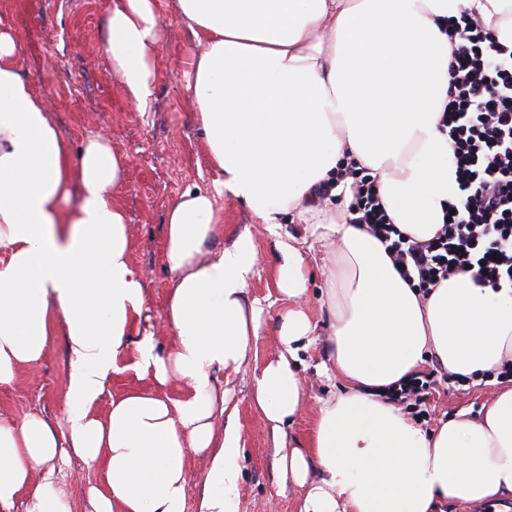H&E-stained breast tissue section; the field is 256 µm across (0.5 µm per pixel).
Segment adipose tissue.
I'll list each match as a JSON object with an SVG mask.
<instances>
[{
	"instance_id": "adipose-tissue-1",
	"label": "adipose tissue",
	"mask_w": 512,
	"mask_h": 512,
	"mask_svg": "<svg viewBox=\"0 0 512 512\" xmlns=\"http://www.w3.org/2000/svg\"><path fill=\"white\" fill-rule=\"evenodd\" d=\"M199 52L191 72L195 121L217 178L170 205L166 319L175 336L159 354L136 336L143 284L117 201L129 165L103 137L78 153L61 141L45 103L20 73L18 44L0 27V388L37 364L53 332L68 356L64 429L45 417L0 415V512H70L59 461L101 466L88 512H185L188 450H213L215 484L197 512H236L240 436L218 432L226 392L216 376L240 371L260 327L248 296L257 253L250 235L211 257L215 208L227 193L257 223L302 224L279 241L275 287L288 300L283 351L255 379L252 402L277 447L279 482L301 491L298 512H439L443 502L512 500V381L478 416L460 413L423 431L387 398L424 359L481 381L512 368V288L457 274L422 293L384 245L333 197L345 171L377 173L393 224L433 238L458 187L448 137V21L478 14L512 43V0H177ZM107 52L126 98L152 95L162 38L154 0H110ZM77 204L62 212L61 201ZM328 260L332 367L342 386L323 400L308 437L287 445L304 395L299 350L312 343L304 308L310 258ZM152 385L94 407L113 374ZM178 380L186 390L166 391Z\"/></svg>"
}]
</instances>
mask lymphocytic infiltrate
Returning <instances> with one entry per match:
<instances>
[{"label": "lymphocytic infiltrate", "instance_id": "f902f5d3", "mask_svg": "<svg viewBox=\"0 0 512 512\" xmlns=\"http://www.w3.org/2000/svg\"><path fill=\"white\" fill-rule=\"evenodd\" d=\"M442 123L456 161L460 205L434 238L415 241L391 224L370 169L351 170L347 210L386 246L397 272L419 287L466 272L475 284L512 285V46L458 20Z\"/></svg>", "mask_w": 512, "mask_h": 512}]
</instances>
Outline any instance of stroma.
<instances>
[{
	"instance_id": "obj_1",
	"label": "stroma",
	"mask_w": 512,
	"mask_h": 512,
	"mask_svg": "<svg viewBox=\"0 0 512 512\" xmlns=\"http://www.w3.org/2000/svg\"><path fill=\"white\" fill-rule=\"evenodd\" d=\"M108 0H0V24L16 36L21 74L31 80L35 93L46 103L61 140L70 151L83 141L103 135L130 164L119 200L124 206L133 236L132 264L145 288L146 303L140 334L155 337L159 352H168L174 335L166 321L171 274L165 258L167 210L186 190L213 188L215 173L208 167L205 138L194 118L195 102L187 76L198 46L175 0H158L163 38L154 60V91L146 106L130 103L106 52ZM223 226L220 241L231 245L243 233L250 234L258 256L249 298L260 301L262 326L252 341L240 372L218 375L229 392L227 409L218 418V429L238 428L242 472L236 496L237 512H297L299 489L282 485L275 472L277 450L267 426L255 410L251 395L255 376L282 349L277 336L280 316L288 302L274 286L279 237L298 231V221H284L268 229L255 223L248 207L229 195L217 199ZM326 270L321 261L309 265L306 309L316 325L318 339L299 351L298 368L304 406L289 428L290 436L305 438L320 402L337 391L330 365V319L325 306ZM68 360L62 337H54L42 360L22 367L12 387L0 390V414L20 417L41 413L61 423L65 403ZM493 389L486 382L437 384L425 405L429 416L425 430L437 429L442 420L465 412L477 416ZM100 467L72 457L64 466L60 487L71 512H84L87 489L100 480Z\"/></svg>"
}]
</instances>
